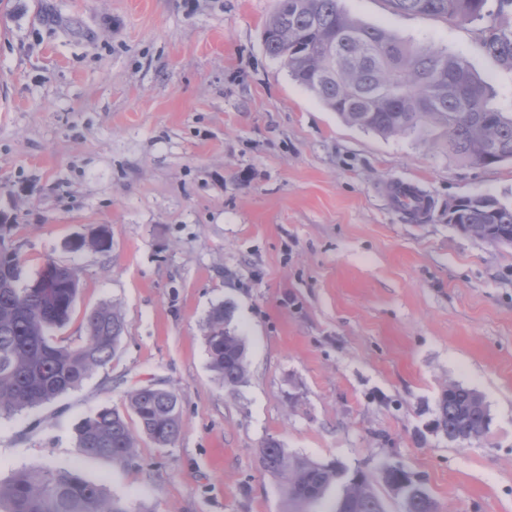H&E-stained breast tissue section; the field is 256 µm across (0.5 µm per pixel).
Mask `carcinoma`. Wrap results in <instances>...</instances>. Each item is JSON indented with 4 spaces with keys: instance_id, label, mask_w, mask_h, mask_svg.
I'll return each instance as SVG.
<instances>
[{
    "instance_id": "cac0c4a2",
    "label": "carcinoma",
    "mask_w": 512,
    "mask_h": 512,
    "mask_svg": "<svg viewBox=\"0 0 512 512\" xmlns=\"http://www.w3.org/2000/svg\"><path fill=\"white\" fill-rule=\"evenodd\" d=\"M395 12L483 25V52L512 69V0H387ZM267 53L349 125L385 137L411 136L441 145L473 165L512 162V113L491 105L493 91L459 55L430 43L405 41L391 30L348 14L339 0H279L265 24ZM457 225L490 244H512V205L490 195L469 196ZM0 224V417L41 407L79 388L111 362L125 330L120 312L101 305L85 316V337L62 344L54 333L74 311L77 268L52 265L56 287L29 280ZM104 225L79 248L101 253ZM211 370L234 391L246 382V345L232 326V306L212 308L204 326ZM136 419L133 430L128 415ZM490 414L475 390L451 383L438 401L437 427L460 444L481 439ZM182 430L179 394L155 384L127 394L126 411L105 407L79 426L82 456L121 465L136 458L138 435L160 448ZM263 469L282 491V512H385L376 484L401 494L403 512H438L422 482L392 465L377 479L291 453L270 438L260 448ZM0 512H131L119 498L86 480L78 468L23 469L0 481Z\"/></svg>"
}]
</instances>
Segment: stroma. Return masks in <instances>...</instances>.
Returning <instances> with one entry per match:
<instances>
[{
  "instance_id": "stroma-1",
  "label": "stroma",
  "mask_w": 512,
  "mask_h": 512,
  "mask_svg": "<svg viewBox=\"0 0 512 512\" xmlns=\"http://www.w3.org/2000/svg\"><path fill=\"white\" fill-rule=\"evenodd\" d=\"M341 5L463 56L512 112V70L483 53L479 25ZM276 6L0 0V224L27 275L79 267L59 340L80 343L103 304L126 323L80 388L0 418V480L75 464L132 512H280L259 457L274 438L371 475L401 465L439 512H512V245L448 222L463 196L512 203V163L346 124L266 52ZM396 181L433 198L429 219L387 200ZM100 225L109 252L72 249ZM221 302L247 348L232 393L203 338ZM153 381L180 395L178 440L140 438L127 467L79 456V423ZM451 382L491 416L464 446L435 426Z\"/></svg>"
}]
</instances>
